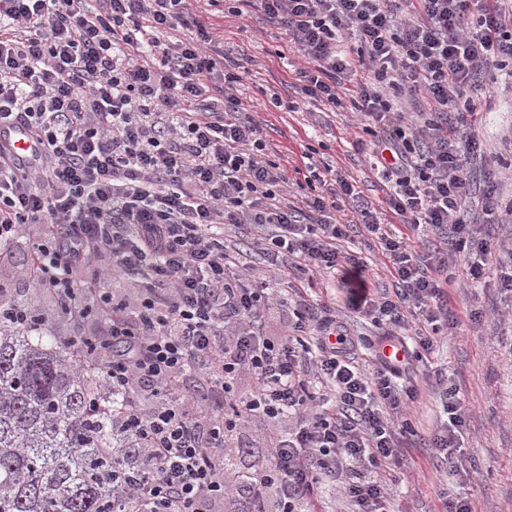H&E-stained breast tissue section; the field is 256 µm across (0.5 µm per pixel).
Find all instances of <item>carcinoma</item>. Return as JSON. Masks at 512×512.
Masks as SVG:
<instances>
[{"instance_id":"carcinoma-1","label":"carcinoma","mask_w":512,"mask_h":512,"mask_svg":"<svg viewBox=\"0 0 512 512\" xmlns=\"http://www.w3.org/2000/svg\"><path fill=\"white\" fill-rule=\"evenodd\" d=\"M118 408L86 338L0 330V512H112Z\"/></svg>"}]
</instances>
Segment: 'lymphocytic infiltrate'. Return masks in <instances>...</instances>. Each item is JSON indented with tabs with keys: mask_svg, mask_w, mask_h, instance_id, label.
<instances>
[{
	"mask_svg": "<svg viewBox=\"0 0 512 512\" xmlns=\"http://www.w3.org/2000/svg\"><path fill=\"white\" fill-rule=\"evenodd\" d=\"M97 2L0 0V126L23 121L43 147L28 172L0 149V247L43 225L23 277L70 317L91 308L104 320L99 367L130 441L112 455L136 466L112 483L115 512H222L228 495L244 512H315L329 485L352 512H390L385 475L412 432L415 362L441 411L427 440L456 486L445 512H474L457 492L473 474L459 454L470 412L427 360L441 325L458 324L449 268L465 262L478 281L496 259L465 202L480 146L473 102L486 73L512 63V0H228L229 14L254 7L284 29L305 63L303 108L357 113L354 146L388 184L398 232L329 167L288 202V174L243 112L238 75L206 52L211 33L188 0ZM178 26L195 37L159 43ZM421 100L424 110L402 108ZM347 208L377 240L393 294L370 293L366 258L340 249ZM228 224L249 228L275 275L344 269L348 309L379 329L371 366L352 357L343 316L307 304L286 334L266 335L270 295L226 251ZM424 239L435 246L421 257ZM88 256L99 278L138 282L137 302L84 281ZM242 372L253 385L238 395ZM257 415L292 424L264 464L225 486L227 435Z\"/></svg>",
	"mask_w": 512,
	"mask_h": 512,
	"instance_id": "f902f5d3",
	"label": "lymphocytic infiltrate"
}]
</instances>
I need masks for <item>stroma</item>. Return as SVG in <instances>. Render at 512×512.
Returning a JSON list of instances; mask_svg holds the SVG:
<instances>
[{"instance_id":"obj_1","label":"stroma","mask_w":512,"mask_h":512,"mask_svg":"<svg viewBox=\"0 0 512 512\" xmlns=\"http://www.w3.org/2000/svg\"><path fill=\"white\" fill-rule=\"evenodd\" d=\"M193 8L211 27L218 50L227 51L238 65L237 95L261 128L269 158L286 167L289 191H296L298 182L308 174L309 164L324 163L351 175L363 198L373 208H380L386 188L353 147L357 129L352 112L300 109L296 70L301 61L296 54L285 52L284 30L256 9L234 17L225 14L223 5H210L209 0H195ZM476 119L486 153L473 164V174L480 181L490 168L489 157L512 162V94L503 91L494 79L486 81ZM309 147L316 151L310 160L304 156ZM224 244L228 250L240 252L253 280L270 281L285 299L284 304L266 309L262 324L267 335L282 333L299 298L312 300L318 310L325 311L337 307L345 297L337 273L313 277L310 288L295 296L287 280L271 279L265 259L246 228L225 226ZM27 255L22 245L0 253V283L21 292L45 315L57 318L61 339L100 332L101 326L94 319L61 317L53 295L18 279ZM453 274L456 284L448 291V307L463 323L443 330L430 359L447 366L473 410L465 452L476 475L465 491L476 512H512V296L496 288L494 278L474 286L462 268H455ZM472 311L482 315L475 326L465 320ZM437 413L434 401L427 398L408 415L416 434L406 445V467L394 485L397 512H442L446 478L436 472L432 452L422 441ZM274 429L266 418H253L245 437L230 448V456L242 466L260 462L265 440Z\"/></svg>"}]
</instances>
